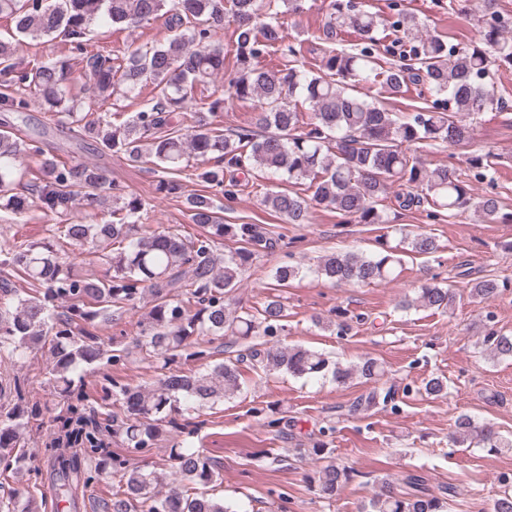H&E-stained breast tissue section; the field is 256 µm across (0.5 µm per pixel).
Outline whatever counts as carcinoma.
I'll list each match as a JSON object with an SVG mask.
<instances>
[{
	"label": "carcinoma",
	"instance_id": "obj_1",
	"mask_svg": "<svg viewBox=\"0 0 512 512\" xmlns=\"http://www.w3.org/2000/svg\"><path fill=\"white\" fill-rule=\"evenodd\" d=\"M305 0H0V18L14 24V37L0 38V106L20 114L28 108L27 94H37L46 112L74 137L99 141L132 163L150 161L165 172L193 176L234 201L244 183L238 175L255 168L286 188L268 189L262 203L287 224H303L315 202L336 211L349 224H387L379 209L396 185L398 207L404 211L424 204L432 218L477 209L496 220L501 202L494 195L474 198L470 179H482L493 168V154L471 157L467 170L449 165L430 167L412 158L406 149L430 142L456 146L473 137L472 120L498 107L493 62L512 63V37L504 34L498 0H482L478 42L462 48L423 31L413 14L397 12L392 30L399 33L394 48L403 59L388 67L378 64L376 43L380 17L356 0H328L322 32L325 47L311 66L303 61L302 44L288 40L281 16L304 9ZM167 16L173 35L163 44H128L85 52L83 39L102 21L117 30L139 28ZM235 24V74L229 94L238 100L258 99L255 126L259 132L234 134L211 126L207 114L224 109L217 98L198 106L196 89L224 72V47L215 36L224 21ZM368 45L359 52L336 46L348 30ZM62 38L83 55L84 75L96 97L114 111L94 114L73 92L69 59L35 61L24 67L15 61L23 37ZM274 56L278 62L265 63ZM156 95L122 120L115 111L136 96L145 84ZM421 85L433 97L431 105L400 116L375 101L371 90L380 87L392 96L408 85ZM27 180L31 196L13 192ZM112 193L110 219L87 222L83 210L98 191ZM62 218L53 240L20 242L0 250V362L21 358L49 345L50 359L43 387L53 397L54 420L75 425L74 440L83 445L86 467L76 460L60 464L55 494L67 498L81 485L87 489L106 471L120 473L112 498L102 501L103 512H237L222 497L191 495L186 484L214 488L220 481L216 462L186 440L168 451L169 470H144L126 459L100 455L102 437L112 436L131 452L154 447L165 434L187 427L177 416L202 411L232 398L240 391L242 368L282 371L294 377L331 376L338 385L359 377L375 383L354 410L367 412L391 398V390L376 387L385 370L377 359L366 357L342 365L317 350L283 345L285 306L279 297L265 301L256 312L239 310L232 292L260 254L273 248V238L261 224H226L214 199L193 193L186 197L192 223L203 229L197 236L171 227L139 223L144 204L137 196L107 180L100 168L46 156L42 148L19 134L0 131V210L22 216L29 206ZM231 237L240 248L220 252L221 241ZM371 253L330 252L320 257L313 272L335 284L371 285L395 280L401 265L398 249L378 241ZM410 251L430 255L438 251L434 236L416 233L407 238ZM79 249L91 263L112 268L103 279L78 273L69 249ZM302 265H282L274 279L280 285L301 277ZM31 285L11 286V279ZM508 288L495 278L476 282L470 296L491 302ZM153 305L137 320L139 335L133 348L114 347L112 338L97 334V319L106 312H138L145 295ZM456 293L438 284H426L413 298L397 307L453 308ZM229 338L228 348L240 339H256L247 352L229 355L203 370L182 369L211 355L209 345ZM494 358L512 357V336L489 330L483 337ZM155 365L160 378L149 384H120L103 377L101 401L90 411L97 423L82 421L83 397L75 378L87 369L129 359L133 354ZM14 404H0V475L26 471L31 487L40 472L27 466L33 455L26 435L43 424L49 406L30 403L14 384ZM453 441L475 442L491 453L512 451V440L462 413L456 420ZM307 456L316 469L310 486L322 498L336 500L349 482L352 469L336 461L326 444L318 442ZM409 492L398 495L392 480L384 479L369 500L368 512H448L450 489L427 487L425 478H403ZM0 512H38L34 498L22 500L9 489L0 498Z\"/></svg>",
	"mask_w": 512,
	"mask_h": 512
}]
</instances>
